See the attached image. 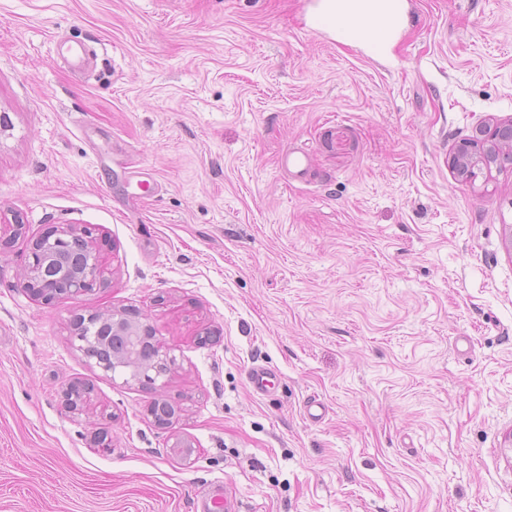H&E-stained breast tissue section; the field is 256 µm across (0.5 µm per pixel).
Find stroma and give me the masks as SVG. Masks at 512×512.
I'll list each match as a JSON object with an SVG mask.
<instances>
[{
	"label": "stroma",
	"instance_id": "obj_1",
	"mask_svg": "<svg viewBox=\"0 0 512 512\" xmlns=\"http://www.w3.org/2000/svg\"><path fill=\"white\" fill-rule=\"evenodd\" d=\"M408 2L368 58L308 0H0V512H204L216 481L235 512H512V166L449 165L512 117V0ZM59 224L107 284L45 302L19 278ZM123 308L175 359L172 428L72 337Z\"/></svg>",
	"mask_w": 512,
	"mask_h": 512
}]
</instances>
